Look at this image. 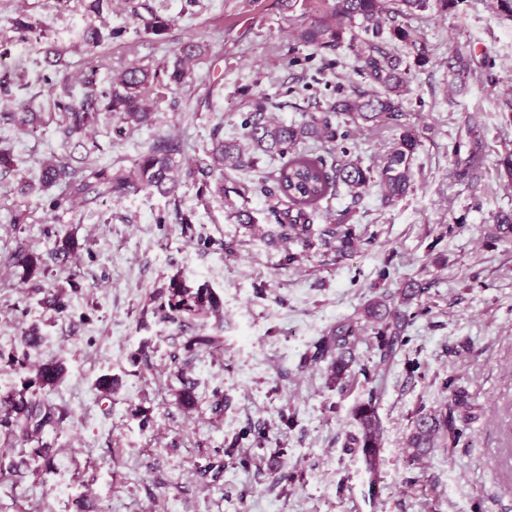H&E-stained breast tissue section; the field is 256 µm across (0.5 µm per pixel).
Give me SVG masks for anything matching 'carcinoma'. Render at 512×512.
<instances>
[{
  "label": "carcinoma",
  "instance_id": "obj_1",
  "mask_svg": "<svg viewBox=\"0 0 512 512\" xmlns=\"http://www.w3.org/2000/svg\"><path fill=\"white\" fill-rule=\"evenodd\" d=\"M299 0H281V8L293 21L297 44L314 50H339L345 43H359L356 68L371 86L367 91L342 96L326 112L305 115L300 122H281L266 111L265 102L257 100L245 113L241 133L232 139L224 138L223 127L211 132L210 146L204 149L200 164L186 170L187 177L200 174L209 178L219 174L214 192L230 198V193L242 197L246 188L230 189L226 182L232 174L252 169L261 158L282 160L274 183L261 186V191L275 201L271 214L279 227L278 238L307 242L318 235L321 245L347 254L371 239L356 233L352 224H324L314 228L311 216L336 196L344 186L353 194L374 185L378 187L383 202L392 204L405 196L412 187V162L419 145L414 130L403 128L381 164L372 168L359 159L351 158L348 141L363 125L398 123L402 116L401 103L408 84L409 67L401 55L388 45L400 42L413 50L417 58L426 56L424 44L419 42L410 25L398 19H410L417 13L437 6L442 10L457 0H331L325 12L309 17L292 15ZM175 19L151 14L146 21L147 30L164 35L174 25ZM114 32L104 33L102 28L90 24L80 34V43L91 52ZM205 48L189 39L179 44L171 60L154 71L142 67H128L113 74L106 88H98L97 69L92 67L82 75L85 94L74 98L68 91V76L61 80V93L54 101L55 109L65 122L67 138H82L95 123L99 112L107 111L117 120L114 132L122 133L127 126L147 125L153 120L151 93L158 88L181 87L192 79L190 64L200 60ZM454 78L463 83L470 71V51L459 46L448 60ZM467 148L464 166L455 176L464 178L468 168L480 164L483 140L473 136L468 143H455V155ZM177 148L168 141L155 144L140 155L134 169L86 167L76 169L63 157H56L43 165L38 182L24 185L26 193H41L65 184L68 196L51 201L54 209L72 199L93 197L110 200L141 191L166 195L175 186V161ZM78 248L75 239L65 234L57 239L51 253L54 260L66 261ZM11 262L31 279L46 273V265L39 254L18 250ZM425 287L420 282L407 284L398 295L381 294L370 299L362 319L349 318L329 329L314 343L313 360L327 362L332 379L338 383L348 368L356 362L355 346L362 330L360 321L371 324L377 339V359L359 368L369 383L381 384L395 357L408 343L405 336L408 322L417 316L423 306ZM159 304L155 312L165 321L183 325L207 314H219L221 303L207 285L188 286L180 278H172L167 288L158 293ZM41 337L33 330L25 331L18 338L21 356L4 357L0 362L18 371H24L22 389L0 397V424L13 429L22 444L31 442L48 427L62 423L64 415L45 401V395L59 386L65 376L62 363L49 361L29 367L25 363L30 350L36 348ZM442 388L450 392L448 411H433L421 415L408 438V447L421 454L426 448L435 447V440L442 436L448 447L455 448L464 436L457 419L471 420L474 405L468 392L454 385V379L443 381ZM376 391L352 410L357 430L346 437L344 447L357 452L372 475H377L381 465V448L384 427L378 413Z\"/></svg>",
  "mask_w": 512,
  "mask_h": 512
}]
</instances>
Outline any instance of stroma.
<instances>
[{
    "mask_svg": "<svg viewBox=\"0 0 512 512\" xmlns=\"http://www.w3.org/2000/svg\"><path fill=\"white\" fill-rule=\"evenodd\" d=\"M280 0H113L102 18L90 0H0V76L13 81L0 112L32 101L34 131L0 122V148L15 168L0 176V353L11 354L22 330L38 328L41 343L29 364L63 360L67 375L47 399L67 415L38 444H20L0 426V512H512V236L494 234V218L512 212V177L502 165L512 153V17L494 0H458L419 13L409 24L427 48V63H411L401 127L356 131L350 143L364 164H380L402 127L419 146L414 189L384 204L376 190L360 197L339 190L314 224L347 218L373 236L348 255L318 242H270L268 204L254 193L279 163L262 159L255 171L234 174L249 186L246 206L256 228L229 219L224 197L203 181L179 177L168 195L140 192L109 202L77 201L50 209L61 186L27 194L52 157L73 166L131 167L154 142L179 147L180 168L203 156L215 126L238 134L250 100L274 103L290 122L326 111L338 93L366 84L348 49L297 45ZM173 17L167 34L146 33L150 13ZM31 24L28 34L15 19ZM117 38L97 50L99 86L132 65L156 67L180 42L206 49L186 85L165 91L150 125L116 135L111 113L75 145L54 112L44 50H62L70 91L81 96L87 54L78 31L90 22ZM469 44L471 73L458 87L448 59ZM483 134L486 156L473 176L457 179L456 141L469 126ZM20 223H13V215ZM79 244L69 262L50 263L25 279L10 262L18 249L49 256L58 236ZM298 256L287 263L288 253ZM208 285L222 304V345L187 349L215 331L206 317L178 327L154 314L152 297L173 276ZM419 281L428 314L407 329L377 398L385 435L378 491L359 455L344 448L356 425L351 409L370 390L357 371L333 384L325 364L311 362L315 341L375 295ZM64 289L69 307L45 301ZM196 384L195 407L182 406L179 374ZM119 380L110 399L99 376ZM455 377L476 407L469 445L438 441L421 457L406 446L419 407L448 402L441 385ZM224 398V412L211 405ZM51 469L34 471V446ZM253 460L237 467L236 456ZM292 472L272 484L273 469Z\"/></svg>",
    "mask_w": 512,
    "mask_h": 512,
    "instance_id": "1",
    "label": "stroma"
}]
</instances>
